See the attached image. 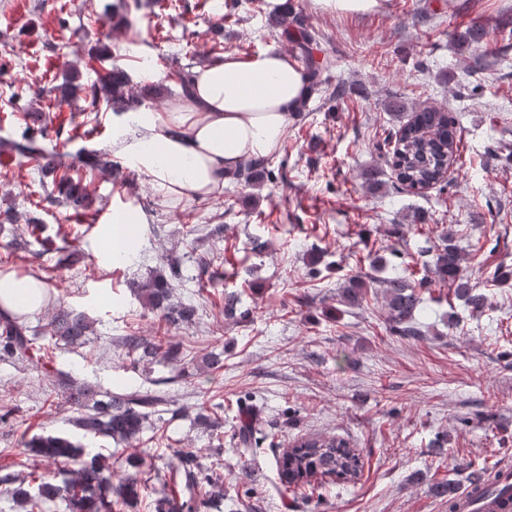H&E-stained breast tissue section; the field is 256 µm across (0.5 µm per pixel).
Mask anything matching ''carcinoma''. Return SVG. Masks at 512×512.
<instances>
[{
    "label": "carcinoma",
    "instance_id": "obj_1",
    "mask_svg": "<svg viewBox=\"0 0 512 512\" xmlns=\"http://www.w3.org/2000/svg\"><path fill=\"white\" fill-rule=\"evenodd\" d=\"M313 40V35L304 29L293 43L302 53L310 89L314 93L322 84L321 72L329 67L330 62L313 58L309 50ZM74 79L72 75L54 87L58 92L54 96L57 105L76 96L79 86L74 84ZM128 83L123 70H109L100 82L89 87L87 97L91 99V106L96 107L103 101L109 106L124 107ZM23 118L28 135L24 136L25 142L15 145V150L45 160L41 172L54 176L57 192L65 204L75 209L87 206L89 195L81 178L57 175L53 160L43 155L36 145V135L47 134V113L25 112ZM460 142L461 135L448 115V109H413L396 132L388 165L397 182L421 193L441 182L448 167L458 162ZM261 172H267L264 162H250L240 169L237 180L248 184ZM463 261L454 234L450 233L437 247L432 262L423 263L420 278L411 281L393 277L381 281L390 332L403 337L422 335L416 315L421 313L423 287L434 281L453 287L455 294L473 311L491 308L492 294L464 276ZM140 291L146 304L163 311L170 324L179 326L194 321L196 306L169 303L171 287L166 280L155 278L144 284ZM370 292L371 285L354 276L343 283L341 298L349 305L360 306L367 301ZM47 333L56 345L61 342L82 345L89 342L92 326L85 313L61 309L47 324ZM131 344L142 350L144 358L155 357L161 352L168 358L174 357L172 349H163L160 340H133ZM41 350L42 347L36 345V338L30 335V327L24 322L0 316V356L26 361L40 354ZM58 385L66 394L67 402L78 411L74 423L83 434L116 441L128 442L137 438L144 431L151 414L163 404L161 396L151 390L104 391L95 384L77 380L69 372L58 373ZM24 447L38 457L39 462L32 465L23 478L7 474L0 478V483L6 485L5 491L25 512H44L46 505L58 500L66 502L68 512H119L132 506L141 494L142 483L136 472L139 468L136 462L131 463L134 472L115 482L112 465L106 458L87 454L85 449L67 437L37 435L25 441ZM468 467L472 468L468 476L469 487L478 493L476 501L494 496L512 502L511 482L501 480L486 467L476 468L471 462ZM57 468L65 477H57ZM170 468L186 482L198 487V496L189 500L174 494L163 496L155 500V512H203L209 503L224 500V479L206 473L200 455L179 453L171 461ZM361 472L359 454L344 439L305 437L296 441L279 460L280 480L287 487H309L312 478L317 476L354 481Z\"/></svg>",
    "mask_w": 512,
    "mask_h": 512
}]
</instances>
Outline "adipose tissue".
I'll return each instance as SVG.
<instances>
[{"instance_id":"1","label":"adipose tissue","mask_w":512,"mask_h":512,"mask_svg":"<svg viewBox=\"0 0 512 512\" xmlns=\"http://www.w3.org/2000/svg\"><path fill=\"white\" fill-rule=\"evenodd\" d=\"M307 93L301 65L287 53L228 54L195 68L187 92L165 109L143 106L118 118L112 154L148 179L165 205L214 198L246 162L276 153ZM45 291L34 276L1 275L0 311L40 312Z\"/></svg>"}]
</instances>
